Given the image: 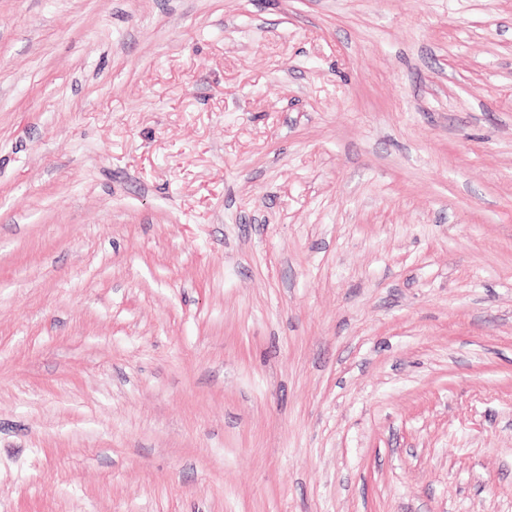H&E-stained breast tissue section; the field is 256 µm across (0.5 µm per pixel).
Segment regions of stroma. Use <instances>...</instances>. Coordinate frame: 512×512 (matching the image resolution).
<instances>
[{
	"mask_svg": "<svg viewBox=\"0 0 512 512\" xmlns=\"http://www.w3.org/2000/svg\"><path fill=\"white\" fill-rule=\"evenodd\" d=\"M0 512H512V0H0Z\"/></svg>",
	"mask_w": 512,
	"mask_h": 512,
	"instance_id": "stroma-1",
	"label": "stroma"
}]
</instances>
